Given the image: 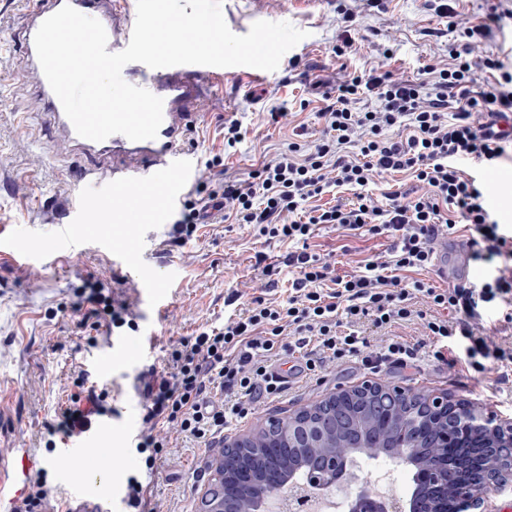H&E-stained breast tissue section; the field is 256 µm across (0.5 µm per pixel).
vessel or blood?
Here are the masks:
<instances>
[{
	"mask_svg": "<svg viewBox=\"0 0 512 512\" xmlns=\"http://www.w3.org/2000/svg\"><path fill=\"white\" fill-rule=\"evenodd\" d=\"M67 4L103 24L108 51L119 52L127 47L136 19L127 0H38L25 28L29 59L37 57L34 38L42 22ZM205 71L202 65L153 69L132 62L124 67L128 83L163 100L158 134L155 139L144 141H133L121 134L100 142L79 136L46 78H39L49 121L60 134L58 150L89 153L94 158L93 168L80 175L86 198L92 203L83 214L84 223L103 229L119 224L129 231L146 222H166L193 176V159L186 143L199 120L196 104L204 93L201 78ZM30 469L26 452H17L11 460L0 456V500L19 493ZM63 485V512H112L111 497L95 491L88 473L68 475Z\"/></svg>",
	"mask_w": 512,
	"mask_h": 512,
	"instance_id": "obj_1",
	"label": "vessel or blood"
}]
</instances>
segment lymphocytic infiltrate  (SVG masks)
I'll list each match as a JSON object with an SVG mask.
<instances>
[{
	"label": "lymphocytic infiltrate",
	"mask_w": 512,
	"mask_h": 512,
	"mask_svg": "<svg viewBox=\"0 0 512 512\" xmlns=\"http://www.w3.org/2000/svg\"><path fill=\"white\" fill-rule=\"evenodd\" d=\"M510 22L512 6L502 0L491 4L478 25L450 17L448 27L457 38L450 60L427 65L423 80L394 77L386 67L387 50L363 73L339 70L331 101L320 112L323 137L312 152L288 143L244 180L218 177L215 162L206 164L194 196L184 197L176 211V241L190 240L206 218L208 210L196 201L203 193L225 220L293 243L286 263L295 276L287 304L255 298L243 316L180 341L163 370L143 376L147 426L136 435L135 448L146 472L155 471L169 446L158 424L211 441L221 438L229 420L245 417L250 403L284 393L285 380L267 364L277 351L298 355L305 373L344 357L360 359L368 370L414 364L420 345L393 329L416 316L418 299L431 311L424 327L434 359L452 353L478 373L491 362L512 363V347L490 344L479 332L483 302L508 306L504 320L512 324V233L495 219L478 175L512 154V127L501 125L512 115V68L486 49L493 32ZM363 95L374 98V107H358ZM395 127L405 137H391ZM462 160L472 163L473 172L459 168ZM391 171L411 172L418 190L375 197L369 185ZM339 186L356 189L355 203L308 207L309 199ZM460 224L471 231L470 257L487 268V276L448 288L405 281V272L432 266L435 243ZM321 228L379 236L388 245L356 273L336 276L308 244ZM368 326L386 335L379 349L370 347ZM287 334L288 344L282 341ZM215 389L221 401H212ZM108 396L105 388L74 396L49 433H86L94 417L106 414Z\"/></svg>",
	"instance_id": "1"
}]
</instances>
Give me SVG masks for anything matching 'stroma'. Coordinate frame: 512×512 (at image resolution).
Returning a JSON list of instances; mask_svg holds the SVG:
<instances>
[{"mask_svg": "<svg viewBox=\"0 0 512 512\" xmlns=\"http://www.w3.org/2000/svg\"><path fill=\"white\" fill-rule=\"evenodd\" d=\"M35 2L0 0V241L34 252L56 250L60 259L53 265L36 260L18 265L0 257V455L9 458L16 449H26L36 471L46 472L54 497H61L69 462L61 448L46 447L47 427L70 405L78 392L75 379L85 373L87 385L110 390L113 451L85 450L84 464L97 481L111 480L112 512H131L124 496L129 477L143 473L134 438L146 415L138 375L162 369L173 342L223 328L253 298L287 301L293 277L285 264L289 247L259 236L253 226L220 219L198 225L191 240L176 244L170 240L173 225L168 222L148 227L140 242L128 248L137 278L115 271L113 259L124 249L119 230L100 231L80 222L84 199L77 172L91 161L55 154L57 132L35 89L22 41ZM221 9L238 35L259 20L286 21L308 33L284 54L276 70L225 68L198 101L201 121L187 144L195 167L203 169L218 156L231 178H247L291 141L311 147L321 139L318 113L339 68L363 72L389 47L394 51L389 70L395 77L414 79L422 77L429 59L448 56V24L424 0H385L380 8L361 0L358 24L351 29L337 14L336 0H221ZM345 32L354 49L339 57L333 47ZM273 105L286 108V121H265L264 113ZM228 119L237 120L244 134L232 148L224 145ZM469 237L468 231L458 229L446 247L436 249L435 265L422 271V278L437 280L442 268L452 285L482 280L485 269L471 260ZM310 245L343 276L383 251L387 242L322 229ZM259 253L275 269L274 288H267L269 278L255 267ZM89 283L129 297L133 327L97 334L84 318L90 306L82 290ZM151 292L164 298L163 311L149 304ZM234 293L238 301L227 305ZM367 381L449 396L512 418V364H492L479 374L464 362H439L424 355L416 365L389 364L373 374L356 359L336 361L317 375L297 376L279 397L252 403L247 417L231 422L215 442L186 437L176 426L166 425L169 448L150 479L152 512H199L225 445L263 427L270 417L296 413ZM107 456L112 459L108 471L102 467ZM382 469L394 478L396 499L407 500L414 470L384 454L361 457L354 478L343 483L345 495L355 497Z\"/></svg>", "mask_w": 512, "mask_h": 512, "instance_id": "1", "label": "stroma"}]
</instances>
